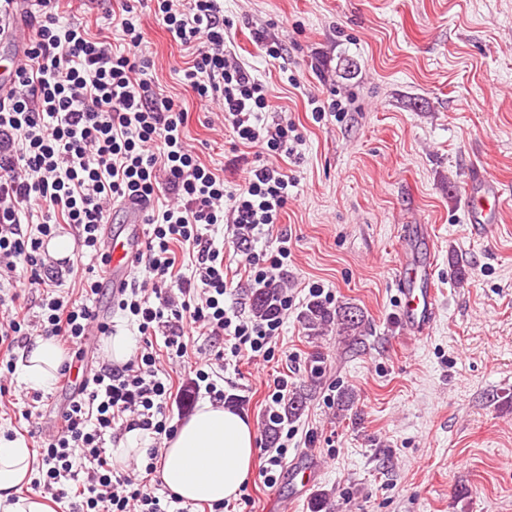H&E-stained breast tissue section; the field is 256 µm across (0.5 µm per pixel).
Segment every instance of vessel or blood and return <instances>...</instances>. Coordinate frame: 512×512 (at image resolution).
Returning a JSON list of instances; mask_svg holds the SVG:
<instances>
[{
    "mask_svg": "<svg viewBox=\"0 0 512 512\" xmlns=\"http://www.w3.org/2000/svg\"><path fill=\"white\" fill-rule=\"evenodd\" d=\"M506 190L484 175L474 176L467 185L466 209L470 223H498ZM127 216L125 234L109 233L105 248L110 257L108 269L113 289L127 285L133 274V260L142 242V209L133 202L124 207ZM432 264L403 255L397 275L399 317L415 334H427L437 314Z\"/></svg>",
    "mask_w": 512,
    "mask_h": 512,
    "instance_id": "obj_1",
    "label": "vessel or blood"
}]
</instances>
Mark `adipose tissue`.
Masks as SVG:
<instances>
[{"label":"adipose tissue","instance_id":"ef3b65f1","mask_svg":"<svg viewBox=\"0 0 512 512\" xmlns=\"http://www.w3.org/2000/svg\"><path fill=\"white\" fill-rule=\"evenodd\" d=\"M63 355L55 338L35 339L18 364L27 388L46 389L57 377ZM256 436L233 408L205 401L179 424L158 463V475L179 500L217 503L236 499L255 454ZM37 473L34 453L0 430V512H49L37 493H25Z\"/></svg>","mask_w":512,"mask_h":512}]
</instances>
